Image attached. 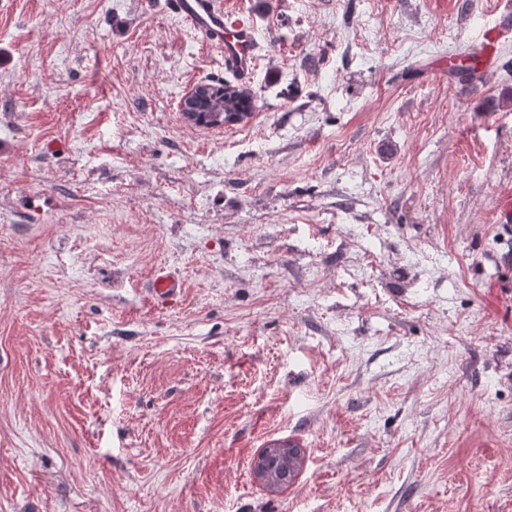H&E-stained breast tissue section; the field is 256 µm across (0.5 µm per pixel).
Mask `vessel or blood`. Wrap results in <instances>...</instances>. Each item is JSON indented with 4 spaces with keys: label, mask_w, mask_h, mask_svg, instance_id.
<instances>
[{
    "label": "vessel or blood",
    "mask_w": 512,
    "mask_h": 512,
    "mask_svg": "<svg viewBox=\"0 0 512 512\" xmlns=\"http://www.w3.org/2000/svg\"><path fill=\"white\" fill-rule=\"evenodd\" d=\"M173 13L224 57V67L237 80L251 77L258 57L255 27L224 8L223 0H170ZM183 290L180 280L156 274L153 295L164 303L177 300Z\"/></svg>",
    "instance_id": "obj_1"
}]
</instances>
